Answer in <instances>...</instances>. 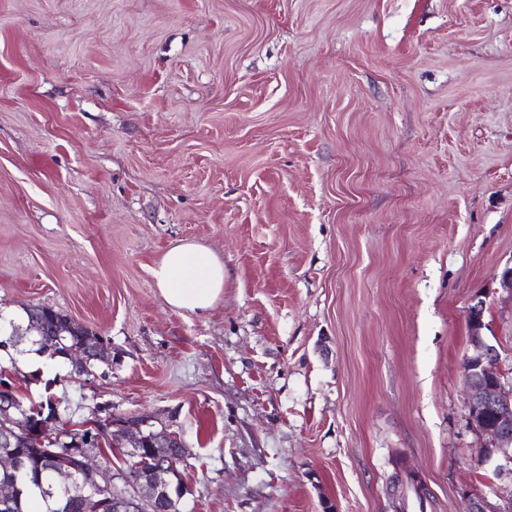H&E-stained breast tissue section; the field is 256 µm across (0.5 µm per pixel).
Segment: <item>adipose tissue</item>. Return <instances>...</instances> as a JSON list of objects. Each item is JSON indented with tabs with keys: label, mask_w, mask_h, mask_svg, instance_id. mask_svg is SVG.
<instances>
[{
	"label": "adipose tissue",
	"mask_w": 512,
	"mask_h": 512,
	"mask_svg": "<svg viewBox=\"0 0 512 512\" xmlns=\"http://www.w3.org/2000/svg\"><path fill=\"white\" fill-rule=\"evenodd\" d=\"M159 292L176 309L199 313L211 308L224 291V265L194 243L171 247L153 270Z\"/></svg>",
	"instance_id": "obj_1"
}]
</instances>
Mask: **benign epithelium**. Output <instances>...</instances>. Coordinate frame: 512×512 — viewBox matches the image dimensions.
<instances>
[{
  "label": "benign epithelium",
  "instance_id": "7a95c632",
  "mask_svg": "<svg viewBox=\"0 0 512 512\" xmlns=\"http://www.w3.org/2000/svg\"><path fill=\"white\" fill-rule=\"evenodd\" d=\"M467 319L470 339L462 369L468 416L489 442L488 447L481 449L477 463H496L499 473L512 481V378L501 370L498 349L490 346L481 334L483 302L468 307ZM487 410L495 416L491 424L482 419ZM98 421V437L87 443L119 444L128 449L135 461L143 444L161 443L171 431V426L155 415L125 418L109 412ZM34 432L50 435L45 427H32L30 411L22 402L0 404V472L8 475L20 467L21 460L12 451L14 442ZM83 456L82 468L88 475L89 486L80 488L78 496L84 501L85 512H156L158 493L176 475V465L156 464L142 479L130 482L120 491L115 487L114 476L100 471L94 449H85ZM499 499L501 503L492 504L483 497H471L466 512H512V493Z\"/></svg>",
  "mask_w": 512,
  "mask_h": 512
}]
</instances>
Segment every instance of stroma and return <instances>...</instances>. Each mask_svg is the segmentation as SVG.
Listing matches in <instances>:
<instances>
[{
    "instance_id": "obj_1",
    "label": "stroma",
    "mask_w": 512,
    "mask_h": 512,
    "mask_svg": "<svg viewBox=\"0 0 512 512\" xmlns=\"http://www.w3.org/2000/svg\"><path fill=\"white\" fill-rule=\"evenodd\" d=\"M197 243L190 313L152 270ZM512 0H0V309L106 336L75 405L186 429L185 512H425L474 460L466 306L512 369ZM153 276L169 306L191 313L208 310L224 292V264L195 243L171 247L157 263Z\"/></svg>"
}]
</instances>
